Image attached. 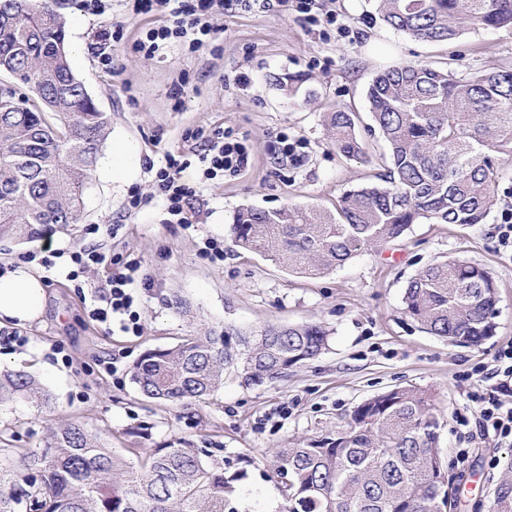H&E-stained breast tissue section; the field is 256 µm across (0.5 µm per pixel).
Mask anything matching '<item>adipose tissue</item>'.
Returning a JSON list of instances; mask_svg holds the SVG:
<instances>
[{
  "instance_id": "adipose-tissue-1",
  "label": "adipose tissue",
  "mask_w": 512,
  "mask_h": 512,
  "mask_svg": "<svg viewBox=\"0 0 512 512\" xmlns=\"http://www.w3.org/2000/svg\"><path fill=\"white\" fill-rule=\"evenodd\" d=\"M138 146L116 141L99 163L101 174L118 183L131 180L139 166ZM45 288L41 276L24 265L0 272V325H24L38 319L44 310Z\"/></svg>"
}]
</instances>
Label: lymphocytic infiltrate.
<instances>
[{
  "label": "lymphocytic infiltrate",
  "instance_id": "lymphocytic-infiltrate-1",
  "mask_svg": "<svg viewBox=\"0 0 512 512\" xmlns=\"http://www.w3.org/2000/svg\"><path fill=\"white\" fill-rule=\"evenodd\" d=\"M317 0H133L137 15L163 17L162 25L147 34L148 51H155L159 44L176 39L198 50L216 39L218 30L211 23L214 11L233 13L239 10L267 12L277 10L295 20L348 33L349 27L340 22L336 10L317 7ZM192 137L199 141L202 150L197 158L200 163L199 183L221 180L239 175L252 161L251 150L245 138L221 127L199 128ZM188 159L167 155L165 165L155 176V185L163 197L169 221L173 224L188 223V212L197 197V186L182 179L188 168ZM72 264L70 278H78L94 265L111 263L117 270L101 294L103 306L93 308L91 317L105 326H119L121 331L140 332V314L136 308L138 290H151L153 281L141 271L137 259L123 260L106 257L98 248L82 246L69 251ZM471 401L477 407L479 426L485 437L498 442L512 438V402H504L497 395L481 389L474 390Z\"/></svg>",
  "mask_w": 512,
  "mask_h": 512
}]
</instances>
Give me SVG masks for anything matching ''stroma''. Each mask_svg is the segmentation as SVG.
<instances>
[{"mask_svg": "<svg viewBox=\"0 0 512 512\" xmlns=\"http://www.w3.org/2000/svg\"><path fill=\"white\" fill-rule=\"evenodd\" d=\"M348 36L321 34L275 11L215 15L216 40L192 51L176 42L151 54L140 48L162 20L129 13L112 0V14L86 13L80 0H57L66 46L83 43L84 56H70L76 77L110 117L108 140L124 136L141 151L137 179L117 185L92 177L82 224L51 235L54 249L94 246L138 258L153 281L141 295V333L107 331L88 311L114 268L102 264L70 281L68 258L44 271L45 312L24 326L0 327V371L35 377L50 395L47 407L17 398L0 406V454L42 451L51 431L76 420L96 430L118 452L154 448L177 439L212 449L243 470L238 512H274L281 501L272 449L320 435L371 396L417 386L435 392L443 411L441 453L462 481L456 512H488L507 466L512 444L484 439L476 424L457 425L454 413L470 407L474 387L492 388L499 351L512 343V248L498 226L512 211V157L499 162L497 201L484 223L415 224L382 252L361 253L329 274L299 278L270 258L236 246L232 223L243 207L275 210L286 205L335 213L349 190L372 184L384 142L363 140L375 159L367 166L339 156L323 125L339 108L366 113V92L375 75L399 62L451 61L460 73H483L512 65V31H469L445 46H431L381 21L377 0H335ZM119 26L108 57L97 48L102 29ZM245 72L247 88L233 78ZM298 90L289 93V78ZM230 127L247 138L253 161L241 174L202 187L191 226L168 223L157 196L155 174L167 155L191 153L197 128ZM281 133L302 140V164L278 162L270 152ZM142 203L130 208L132 194ZM223 241L224 259L203 257L204 238ZM446 258L484 265L499 286L494 336L476 347L449 344L402 311L407 280ZM182 299L180 313L172 305ZM317 323L329 346L316 360L262 385L226 371L224 385L207 399L179 405L143 397L132 370L145 350L175 345L190 333L222 330L249 335L268 324ZM63 345L56 354L55 345ZM113 357L118 371L104 372L98 358Z\"/></svg>", "mask_w": 512, "mask_h": 512, "instance_id": "35a3bbf8", "label": "stroma"}]
</instances>
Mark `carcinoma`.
Here are the masks:
<instances>
[{"instance_id": "1", "label": "carcinoma", "mask_w": 512, "mask_h": 512, "mask_svg": "<svg viewBox=\"0 0 512 512\" xmlns=\"http://www.w3.org/2000/svg\"><path fill=\"white\" fill-rule=\"evenodd\" d=\"M383 21L431 45L467 30H512V0H380ZM0 241L24 242L84 218V193L109 120L73 74L65 22L54 0H0ZM366 98L388 146L381 183L346 193L336 215L300 207L245 208L233 219L236 245L315 278L365 250H379L413 224L484 223L496 202L498 160L512 155V65L472 75L434 63L380 71ZM337 153L373 162L357 115H324ZM498 286L483 266L456 259L411 278L403 310L451 344L478 346L496 332ZM318 324H268L231 347L210 331L145 351L132 381L145 397L201 401L242 371L271 383L317 359L328 346ZM49 396L30 375L0 374V404ZM442 411L436 396L397 387L358 405L319 436L274 453L283 479L276 512H455L441 481ZM242 479L207 448L189 442L149 448L127 459L79 422L50 434L40 454L0 458V512H227ZM490 512H512V465Z\"/></svg>"}]
</instances>
